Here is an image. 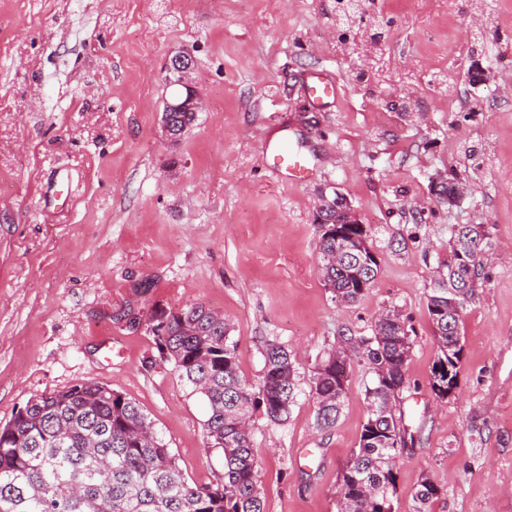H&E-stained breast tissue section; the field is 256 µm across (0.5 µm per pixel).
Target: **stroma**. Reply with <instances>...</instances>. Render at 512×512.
<instances>
[{"label":"stroma","mask_w":512,"mask_h":512,"mask_svg":"<svg viewBox=\"0 0 512 512\" xmlns=\"http://www.w3.org/2000/svg\"><path fill=\"white\" fill-rule=\"evenodd\" d=\"M487 3L477 42L470 0H369L352 27L338 0H0V425L35 395L94 381L143 409L190 483L215 484L206 402L146 329L155 309L200 303L230 324L251 383L267 341L294 356L287 420L252 419L267 512H337L374 376L354 365L329 430L310 385L342 337L391 309L413 329L400 409L417 431L394 512H412L426 479L432 512H512V0ZM182 50L203 106L170 141L164 65ZM475 66L488 82H470ZM322 69L342 95L321 107L306 83ZM285 135L313 158L290 185L264 151ZM58 179L71 209L45 202ZM448 180L468 186L453 207L433 192ZM336 192L380 266L355 303L318 273L321 197ZM455 224L487 227L491 260L441 400L426 292ZM438 495L439 490L431 481L426 479L421 482L412 494L413 512H430L431 505Z\"/></svg>","instance_id":"35a3bbf8"}]
</instances>
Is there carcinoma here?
<instances>
[{"label": "carcinoma", "mask_w": 512, "mask_h": 512, "mask_svg": "<svg viewBox=\"0 0 512 512\" xmlns=\"http://www.w3.org/2000/svg\"><path fill=\"white\" fill-rule=\"evenodd\" d=\"M487 238H477L473 224L454 225L448 260L440 264L447 285L428 288L437 339L429 386L439 399L457 386L462 312L475 296ZM378 272L375 260L363 271L350 264L321 268L333 299L342 302L364 297ZM402 323V316L389 313L372 335L348 338L352 354L332 351L313 378L316 423L329 429L343 409L353 363L375 375L365 390L367 418L358 449L342 477L339 512H392L396 465L415 444L394 411L410 389L406 355L413 341ZM149 328L161 357L207 401V445L224 455L219 482L190 484L136 402L85 381L30 398L0 426V512H266L252 434L241 418L260 411L273 422L288 419L296 398L291 354L267 343L263 375L253 384L240 373L238 342L228 323L205 306L158 309ZM438 495L431 481L421 482L412 494L413 512H431Z\"/></svg>", "instance_id": "cac0c4a2"}]
</instances>
